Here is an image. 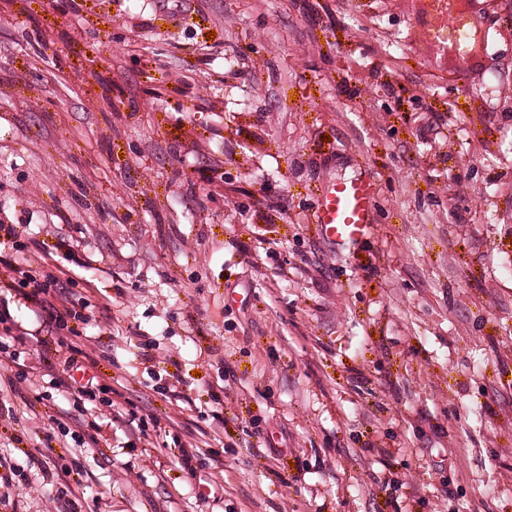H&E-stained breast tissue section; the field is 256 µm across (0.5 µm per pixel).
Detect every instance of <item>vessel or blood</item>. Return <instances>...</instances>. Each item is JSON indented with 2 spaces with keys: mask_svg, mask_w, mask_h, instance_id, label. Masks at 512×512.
Listing matches in <instances>:
<instances>
[{
  "mask_svg": "<svg viewBox=\"0 0 512 512\" xmlns=\"http://www.w3.org/2000/svg\"><path fill=\"white\" fill-rule=\"evenodd\" d=\"M374 197L375 184L369 178L333 184L318 201L316 222L331 241L356 242L370 230Z\"/></svg>",
  "mask_w": 512,
  "mask_h": 512,
  "instance_id": "vessel-or-blood-1",
  "label": "vessel or blood"
}]
</instances>
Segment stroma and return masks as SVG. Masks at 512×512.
<instances>
[{
  "label": "stroma",
  "mask_w": 512,
  "mask_h": 512,
  "mask_svg": "<svg viewBox=\"0 0 512 512\" xmlns=\"http://www.w3.org/2000/svg\"><path fill=\"white\" fill-rule=\"evenodd\" d=\"M413 2L0 0V256L85 317L0 292V512H512V30ZM496 0H446L448 5V21L445 16L439 15L434 21L432 22L435 25L441 26V27H447L448 23V38L452 32V30L456 27H462L467 26L470 24H474L476 22L474 13L470 10V8H474L476 5H478V11L476 12L478 21L476 26V34L475 37H477L480 41L483 43L484 38V31L483 24L486 22V20L489 17V12L487 9L488 2H494ZM466 2H469L467 4ZM431 23V24H432ZM431 24L426 26L425 29V36L428 41V39L432 42H435V39H430V37H433L432 34H430ZM429 42V41H428ZM374 197L375 183L370 178L335 183L318 201L316 223L337 244L356 242L373 224Z\"/></svg>",
  "instance_id": "1"
}]
</instances>
